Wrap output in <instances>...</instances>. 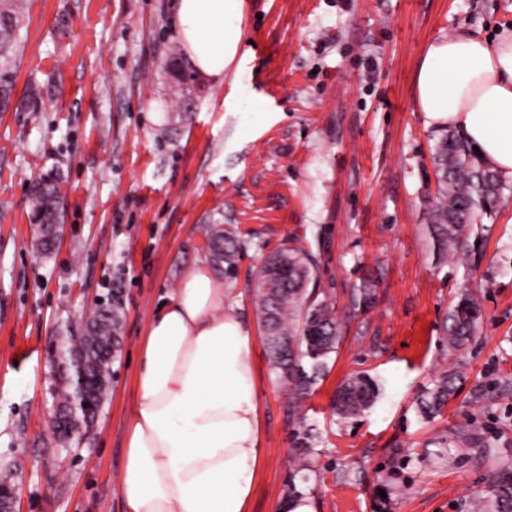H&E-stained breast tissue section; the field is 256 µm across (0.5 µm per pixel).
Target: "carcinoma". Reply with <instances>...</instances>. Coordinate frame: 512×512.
<instances>
[{
    "label": "carcinoma",
    "mask_w": 512,
    "mask_h": 512,
    "mask_svg": "<svg viewBox=\"0 0 512 512\" xmlns=\"http://www.w3.org/2000/svg\"><path fill=\"white\" fill-rule=\"evenodd\" d=\"M23 0H0V110L6 111L15 89V58L19 33L24 26ZM433 162L437 179L436 204L430 214L429 230L436 255L467 245L480 246L476 219L490 216L504 193L505 185L496 171L474 151L457 131L444 133L435 145ZM58 181L41 178L30 188L31 212L36 224L59 222ZM205 238L211 259L224 265V275L234 274L240 250L232 224H208ZM316 261L306 250L283 242L265 257L255 276L254 306L265 336L266 352L273 369L291 387L292 402L307 397L317 381L328 372V358L336 351L341 326L335 315L331 293L309 289ZM375 285L364 280L352 289V302L362 308L375 303ZM95 335L113 341L112 354L95 352L85 361L87 374L95 380V403L104 402L110 384V367L122 340L123 307L120 295H112V306L97 308L88 318ZM483 304L472 290L462 291L448 308L442 338L448 350H463L482 331ZM460 373L448 369L433 380L418 399L424 418L440 414L458 392ZM382 389L368 374L355 373L336 391L332 414L340 421L361 415L371 408ZM473 512H512V462L492 475L488 488L473 498Z\"/></svg>",
    "instance_id": "obj_1"
}]
</instances>
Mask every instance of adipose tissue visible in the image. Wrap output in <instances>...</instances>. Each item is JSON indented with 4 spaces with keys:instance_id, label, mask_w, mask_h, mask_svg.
Returning <instances> with one entry per match:
<instances>
[{
    "instance_id": "adipose-tissue-1",
    "label": "adipose tissue",
    "mask_w": 512,
    "mask_h": 512,
    "mask_svg": "<svg viewBox=\"0 0 512 512\" xmlns=\"http://www.w3.org/2000/svg\"><path fill=\"white\" fill-rule=\"evenodd\" d=\"M243 12V0H173L175 34L201 79L223 81ZM414 98L426 126L457 129L512 180V33L434 39ZM255 340L210 260L197 259L140 345L119 481L125 512H249L267 454Z\"/></svg>"
}]
</instances>
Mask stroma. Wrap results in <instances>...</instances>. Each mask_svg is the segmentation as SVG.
<instances>
[{"label":"stroma","instance_id":"1","mask_svg":"<svg viewBox=\"0 0 512 512\" xmlns=\"http://www.w3.org/2000/svg\"><path fill=\"white\" fill-rule=\"evenodd\" d=\"M512 30V0H244L242 49L223 82L179 58L171 0H27L17 96L39 111L0 113V468L20 512H124L119 491L138 348L166 291L206 256L204 229L235 225L229 280L255 320L252 279L285 240L311 252L333 293L342 340L327 376L289 410L263 342L253 358L268 459L250 512H272L289 482L314 512H470L512 461V183L481 250L437 260L427 226L440 133L414 99L436 37ZM60 179L63 240L37 252L32 181ZM372 277L377 302L351 289ZM478 290L482 335L449 352L441 325L460 285ZM118 290L123 340L84 444L56 443L50 357L84 300ZM461 374L435 420L416 401L434 375ZM365 372L383 392L346 423L330 400ZM308 434L306 468L294 466Z\"/></svg>","mask_w":512,"mask_h":512}]
</instances>
